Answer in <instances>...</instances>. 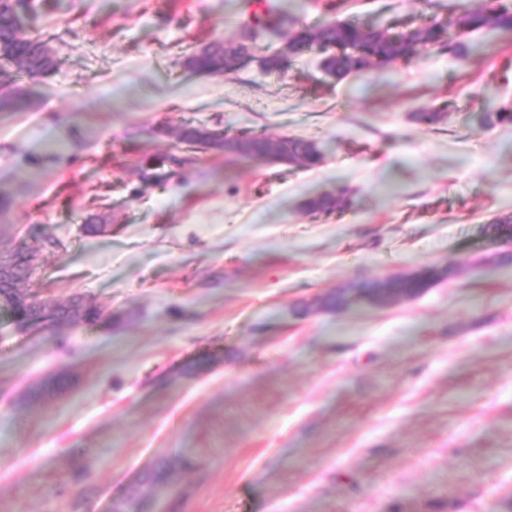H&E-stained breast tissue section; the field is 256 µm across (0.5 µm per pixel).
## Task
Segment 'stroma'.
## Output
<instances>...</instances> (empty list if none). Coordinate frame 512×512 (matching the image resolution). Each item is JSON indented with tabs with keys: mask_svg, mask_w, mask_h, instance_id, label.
Listing matches in <instances>:
<instances>
[{
	"mask_svg": "<svg viewBox=\"0 0 512 512\" xmlns=\"http://www.w3.org/2000/svg\"><path fill=\"white\" fill-rule=\"evenodd\" d=\"M52 0L57 64L0 88V253L97 321L0 303V512H512V33L343 81L267 73L264 16L310 27L448 19L483 0ZM214 41L251 60L197 75ZM509 83H502V76ZM446 119L414 112L443 102ZM315 141L313 167L204 149L187 126ZM171 157L161 186L145 160ZM341 196L311 215L305 200ZM98 224L95 232L88 223ZM60 241L61 249L51 248ZM452 268L422 295L323 308L352 283ZM167 461L162 490L149 472Z\"/></svg>",
	"mask_w": 512,
	"mask_h": 512,
	"instance_id": "1",
	"label": "stroma"
}]
</instances>
